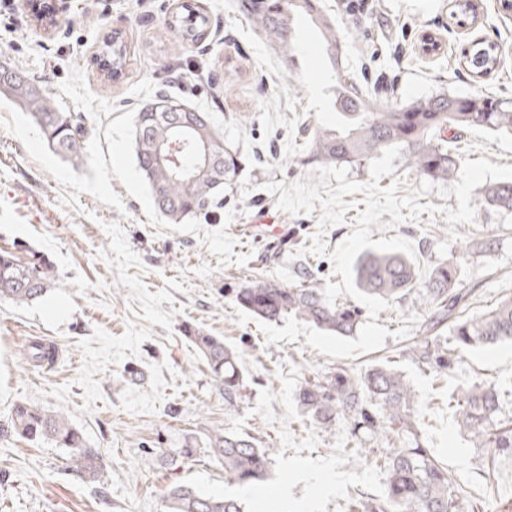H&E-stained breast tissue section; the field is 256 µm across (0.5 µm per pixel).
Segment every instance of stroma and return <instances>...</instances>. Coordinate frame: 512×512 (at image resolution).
<instances>
[{
	"label": "stroma",
	"instance_id": "1",
	"mask_svg": "<svg viewBox=\"0 0 512 512\" xmlns=\"http://www.w3.org/2000/svg\"><path fill=\"white\" fill-rule=\"evenodd\" d=\"M349 45L358 84L377 98L408 103L438 92H483L512 99V15L500 0H475L478 19L458 24L454 0H320ZM182 0H67L50 30L34 24L28 0H0V61L44 87L60 112L81 114L87 135L81 159L53 151L11 95L0 91V251L20 261L38 257L53 268L44 298L18 306L0 301V427L14 403L60 411L99 450L103 474L88 484L73 471L69 451L0 436V512H164L174 481L204 494L236 496L244 512H348L353 499L379 495L387 476L349 462L351 427L304 418L299 385L327 373L334 358L304 340L266 344L256 317L234 302L256 279L294 282L310 275L338 283L330 259L308 253L317 215L278 210L268 182L292 183L310 173L308 130L337 121L322 41L308 18L295 22V66L236 7V0H197L208 18L201 42L182 40L171 21ZM120 34L118 77L99 65L105 40ZM440 48L423 52V36ZM500 44L497 70L478 80L459 63L476 40ZM208 112L245 167L207 213L171 223L154 208L137 170L135 112L158 92ZM469 160L512 166V134L473 129L448 142ZM473 190L474 224L448 227L444 214H421L372 239L400 235L414 250L419 281L433 265L488 239L489 252L469 259L464 287L474 289L470 313L512 296V212L482 205ZM268 223L280 234L256 236ZM426 316L420 292L379 313L389 338L351 358L361 368L389 358L419 396L418 428L448 466L469 501L487 512H512V453L489 457L454 426L448 403L463 379L512 378V343L466 352L445 374L417 364L410 339ZM200 329L243 351L247 395L231 401L186 336ZM32 338L52 344L57 362L23 359ZM230 431L253 437L273 455L267 479L254 487L227 482L205 457L175 458L191 437Z\"/></svg>",
	"mask_w": 512,
	"mask_h": 512
}]
</instances>
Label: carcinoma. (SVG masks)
I'll return each mask as SVG.
<instances>
[{
    "instance_id": "cac0c4a2",
    "label": "carcinoma",
    "mask_w": 512,
    "mask_h": 512,
    "mask_svg": "<svg viewBox=\"0 0 512 512\" xmlns=\"http://www.w3.org/2000/svg\"><path fill=\"white\" fill-rule=\"evenodd\" d=\"M238 8L279 48L289 70L295 65L296 19L308 16L318 29L332 74L338 121L333 127L313 131L309 163L361 165L397 145L415 171L447 180L458 170L462 157L440 143L441 134L472 128L512 132V100L480 92L466 97L443 92L398 105L372 97L351 78L348 44L336 34L334 20L320 10L319 0H238ZM173 24L191 41L207 30L206 16L190 5L184 6ZM102 57L108 60L106 66L118 68L122 48L117 37L104 43ZM462 60L470 73L484 78L499 64L498 46L487 40L475 42L463 50ZM9 92L39 126L49 147L71 159L81 158L85 138L81 117L56 111L45 91L30 80ZM133 141L137 169L155 208L175 224L197 215L223 195L241 164V156L224 144L210 115L192 107L176 112H150L141 107L135 113ZM483 200L490 207L512 211V179L487 186ZM463 265L453 256L439 260L424 285L425 336L410 353L415 361L437 372L450 370L466 350L512 341V298L484 314H468ZM354 273L360 290L382 298L403 297L417 288L413 263L397 253L367 252L358 259ZM53 281L50 265L42 261L24 264L12 253L0 252V299L18 305L33 303L46 295ZM235 301L263 320L275 322L291 316L339 336L356 334L363 317L362 309L354 304H328L314 279L299 284L259 279L239 289ZM447 321L451 322L450 341L440 337ZM189 340L224 390V398L240 397L246 388L243 353L221 337L200 331L190 332ZM22 357L41 365L53 359V349L30 340L23 346ZM501 390L496 381L473 380L451 395L456 426L476 448L512 451V418L500 414ZM296 400L303 413L320 426L339 419L349 422L355 440L352 462L374 461L386 472L384 492L356 503L351 512H462L463 488L421 438L416 425L418 395L390 360L361 369L338 365L320 378L304 381ZM11 432L34 444L51 442L70 449L73 470L89 483L99 481L101 455L87 446L82 431L64 413L19 403L3 435ZM378 435L387 448L367 447ZM199 453L223 469L225 478L243 487L266 479L272 450L258 447L248 435L224 432L209 434L203 441L193 439L176 451L182 458ZM164 501L166 512H243L233 496L206 495L181 482L168 487Z\"/></svg>"
}]
</instances>
